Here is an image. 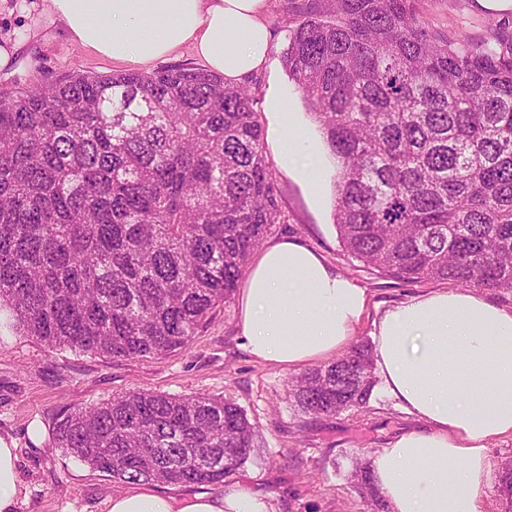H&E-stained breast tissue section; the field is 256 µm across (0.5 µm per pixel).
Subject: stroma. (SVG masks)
<instances>
[{
  "mask_svg": "<svg viewBox=\"0 0 512 512\" xmlns=\"http://www.w3.org/2000/svg\"><path fill=\"white\" fill-rule=\"evenodd\" d=\"M422 21L448 35L492 40L500 15L477 8L476 0H416ZM0 35L14 38L17 52L0 67V90L44 86L69 74L110 75L129 67L93 55L74 41L48 0L29 11L0 7ZM284 223L271 225L266 242L288 238L310 247L343 276L364 289L368 315L356 340L370 339L374 323L390 308L426 292L450 288L447 280L412 283L393 278L348 256L334 225L336 181L328 179L325 202L313 208L302 187L278 176ZM292 372L257 360L239 334L235 303L221 304L187 346L159 357L112 359L40 342L0 328V435L14 439L24 496L19 512H107L112 494L128 490L106 473L55 448L34 443L32 422L52 430L65 412L133 391L171 395L210 394L243 407L258 431L260 446L244 472L226 478L225 491L241 487L261 497L273 512H364L365 503L348 476L356 456L374 457L401 434L422 429L382 388L363 407L333 416L302 413L288 394ZM489 461L485 512H503L497 487L500 466L512 458V440H498Z\"/></svg>",
  "mask_w": 512,
  "mask_h": 512,
  "instance_id": "35a3bbf8",
  "label": "stroma"
}]
</instances>
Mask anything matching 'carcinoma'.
Wrapping results in <instances>:
<instances>
[{
    "instance_id": "carcinoma-1",
    "label": "carcinoma",
    "mask_w": 512,
    "mask_h": 512,
    "mask_svg": "<svg viewBox=\"0 0 512 512\" xmlns=\"http://www.w3.org/2000/svg\"><path fill=\"white\" fill-rule=\"evenodd\" d=\"M283 64L341 165L344 249L395 278L512 291V31L474 43L409 0H305ZM256 98L200 67L72 74L0 91V315L50 349L162 356L227 303L279 188ZM373 347L289 381L299 409L367 404ZM240 405L132 392L56 423L54 445L120 482L219 488L254 456ZM351 480L388 512L371 462ZM512 510V460L499 484Z\"/></svg>"
}]
</instances>
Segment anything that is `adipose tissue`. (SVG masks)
Listing matches in <instances>:
<instances>
[{"label":"adipose tissue","mask_w":512,"mask_h":512,"mask_svg":"<svg viewBox=\"0 0 512 512\" xmlns=\"http://www.w3.org/2000/svg\"><path fill=\"white\" fill-rule=\"evenodd\" d=\"M52 13L92 53L147 67L182 47L235 86L267 73L266 143L278 171L320 203L312 164L322 138L288 112L290 91L271 63L268 0H50ZM367 309L363 289L310 248L288 240L255 257L237 297L252 355L291 369L341 356ZM383 389L426 428L372 459L390 512H482L486 451L512 439V308L470 290L435 291L386 310L375 324ZM17 454L0 436V512H17ZM108 512H269L245 490L162 495L152 485L113 496Z\"/></svg>","instance_id":"adipose-tissue-1"}]
</instances>
